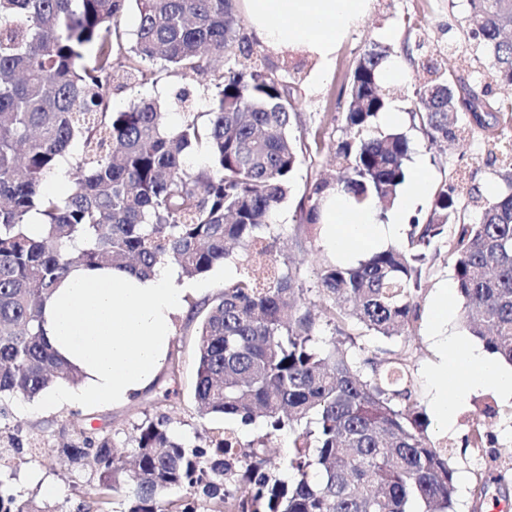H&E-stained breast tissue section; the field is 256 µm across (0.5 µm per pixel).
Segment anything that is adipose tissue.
Segmentation results:
<instances>
[{
	"label": "adipose tissue",
	"instance_id": "obj_1",
	"mask_svg": "<svg viewBox=\"0 0 512 512\" xmlns=\"http://www.w3.org/2000/svg\"><path fill=\"white\" fill-rule=\"evenodd\" d=\"M371 0H241L254 37L274 52L303 54L324 75L349 28L368 13ZM329 229L327 245L340 254L351 246L395 237L407 221L399 207L380 222L373 205H356L340 196L321 213ZM165 262L151 274L100 267H75L60 281L45 305L49 345L83 375L80 387L56 386L45 409L74 405H121L136 399L155 380L170 351L176 324L189 312L187 289L176 287ZM448 296L431 306L430 323L451 358L430 368L437 385L432 410L439 425L449 426L454 408L449 394L496 389L512 398V367L487 358L463 341L442 335Z\"/></svg>",
	"mask_w": 512,
	"mask_h": 512
}]
</instances>
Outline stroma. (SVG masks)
Returning a JSON list of instances; mask_svg holds the SVG:
<instances>
[{
  "label": "stroma",
  "instance_id": "1",
  "mask_svg": "<svg viewBox=\"0 0 512 512\" xmlns=\"http://www.w3.org/2000/svg\"><path fill=\"white\" fill-rule=\"evenodd\" d=\"M467 15L466 0H371L367 16L357 24L341 43L328 75L315 79L314 64L302 55L288 51L274 52L250 37L245 15L237 20L242 34L247 35L248 64L276 72L291 90L296 105L295 135L306 143H313L318 131L331 130L330 119L336 111L339 93L359 55L370 43L390 49L393 56L412 55L415 63L433 59L440 68L457 67L458 54L470 57L474 70L481 73L484 83L490 86V100L499 102L512 99V89L493 82L492 61L483 51L464 43L459 31ZM225 61H213L209 77L182 76L156 65L157 82L153 85L131 86L113 92L112 106L121 110L141 99L172 98L174 90L186 88L193 97V109L207 111L209 99L215 91L213 79L228 69ZM401 127L412 140L409 174L424 173L431 192L413 207L416 214L428 215L433 207L435 190L448 184L457 187L459 201L469 204L471 198H493L504 192L505 186L497 175L498 167L492 164L479 134H471L458 141L439 147L429 144L426 137L412 130L410 120H403ZM334 168V158L328 149L313 153L293 175V191L282 204L277 223L283 226L280 240L282 254L292 257L299 275L306 284H313L325 262L338 261L339 256L330 251L323 232H316L308 239L303 251H295L290 236L298 221V203L307 184L318 175L328 174ZM451 233H444L439 245V255L430 271L426 289L420 301L421 318L418 322L419 348L412 359L413 374L417 384L418 400L423 410H430L436 386L430 379L428 367L442 359L443 350L434 343L429 327L430 309L440 292L448 294V332L466 336L460 314L462 299L453 279V256L450 252ZM199 320L189 316L176 328L173 348L180 351L178 389L180 396L174 402L154 405L152 393H143L136 401L118 406L64 407L44 410L41 400H30L17 395L6 401L7 418L0 420V427L10 428L30 445L26 461L20 464L11 485L15 493L31 498L39 506H65L74 512L79 502L99 500L102 490L90 467L73 468L58 456L51 447L57 446L63 434H76L85 428L110 426L119 444H130L134 426L144 414H163L169 417L170 427L180 439L193 441L197 433L221 426L219 418L201 417L192 398L196 369V335ZM488 434L483 447H466L462 441L473 430ZM429 435L436 442L448 443L453 453V466L458 487L457 512H471L469 489L480 472L496 467L512 474V399H506L493 389L467 394L455 401V423L452 428L441 429L437 422H430ZM58 487V494L44 492V485Z\"/></svg>",
  "mask_w": 512,
  "mask_h": 512
}]
</instances>
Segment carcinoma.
I'll list each match as a JSON object with an SVG mask.
<instances>
[{
  "instance_id": "1",
  "label": "carcinoma",
  "mask_w": 512,
  "mask_h": 512,
  "mask_svg": "<svg viewBox=\"0 0 512 512\" xmlns=\"http://www.w3.org/2000/svg\"><path fill=\"white\" fill-rule=\"evenodd\" d=\"M135 2L133 41L120 16ZM233 0H0V400L39 397L52 384H76L80 371L45 339L43 307L73 266L140 274L159 261L195 278L245 254L239 276L216 296L193 301L200 318L193 400L224 419L194 446L169 418L136 425L132 462L105 429H83L57 452L93 464L99 485L123 496L121 512H455L452 452L432 441L411 372L419 295L430 248L454 227L453 273L463 322L490 353L512 364V155L498 176L510 192L478 205L469 221L443 186L407 240L356 263L325 265L305 286L279 257L273 217L311 148L292 132L295 104L280 76L230 67L218 77L207 112L167 125V104L142 101L112 110V90L155 82L161 61L204 76L215 58L245 54ZM465 36L512 86V0H467ZM388 49L374 43L349 77L341 136L331 143L338 175L307 185L301 249L321 227L323 203L343 195L390 206L406 182L407 133L376 124L387 107L379 77ZM418 80L413 128L432 144L475 131L502 143L512 106L488 99L469 63L448 77L429 59ZM77 153H72L73 148ZM203 150L209 165L186 155ZM70 160L71 188L44 192ZM40 215L33 235L28 219ZM392 344L367 349L362 331ZM329 333L330 347L321 336ZM179 357L155 383L167 403L178 395ZM266 433L242 443L238 423ZM289 438L276 462L267 440ZM502 473L477 480L472 512ZM185 495L165 499L169 490ZM0 512H42L0 480Z\"/></svg>"
}]
</instances>
